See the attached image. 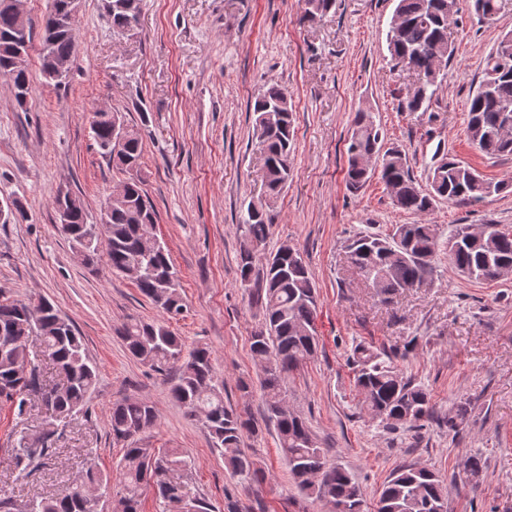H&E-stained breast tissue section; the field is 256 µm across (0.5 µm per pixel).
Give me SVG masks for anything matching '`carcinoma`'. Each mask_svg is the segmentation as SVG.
Here are the masks:
<instances>
[{
  "label": "carcinoma",
  "mask_w": 512,
  "mask_h": 512,
  "mask_svg": "<svg viewBox=\"0 0 512 512\" xmlns=\"http://www.w3.org/2000/svg\"><path fill=\"white\" fill-rule=\"evenodd\" d=\"M143 0H105L104 9L112 30L121 32L130 18L142 12ZM336 7V0H304L300 21H313ZM479 21L496 17L498 0H473ZM457 13V0H398L387 33L388 51L395 68H413L417 82L399 99L402 112H426L440 87L444 73L437 68L452 55L448 26ZM28 21H22L0 6V76L12 89L16 104L26 105L32 87L27 67L17 65L22 43H31ZM76 50L75 16L68 0H51L43 22L41 67L71 64ZM496 47L485 61L483 78L468 105V133L472 142L489 155H512V58L505 60ZM254 131L264 156L263 178L268 200L248 206L240 225L243 244L240 278L255 289L263 311L261 326L251 335V351L261 367L260 388L268 420L277 431L279 448L299 491L341 512H363V493L350 472L328 465L304 419L290 408L282 387L283 376L297 370L317 351L315 279L300 251L281 245L256 269L254 258L266 244L272 224L270 200L288 184L293 152V107L285 90L271 83L253 104ZM123 126L122 113L98 111L91 125L92 137L112 167L125 173L121 198L101 210L100 223L91 224L78 199L70 205L69 228L60 232L77 246L88 243L89 263L106 260L113 273L130 279L141 294L162 313L153 322L130 321L121 336L127 351L143 363L165 372L173 399L185 414L200 423L212 446L224 457V465L241 485L264 478L257 462L243 450L244 438L258 433L249 417L224 404V385L218 381L211 352L186 350L182 339L168 326L186 310L179 291V276L169 250L159 239L157 214L138 175L142 141L130 129L123 139L114 134ZM385 135L366 110L356 112L347 140L346 180L351 191L362 189L373 177L370 158L381 162L380 176L393 204L414 214H426L434 201L479 202L507 188L483 179L475 170L453 157L441 159L431 170L430 189L424 192L415 181L406 153L398 147L384 148ZM463 276L476 281H494L512 270V230L498 224H482L474 232L458 224L441 238L432 224H397L391 233H360L345 246L347 267L365 286L376 289L384 302L397 293L415 288L432 275L440 251ZM63 376L51 384L42 373L33 346ZM356 365L355 387L361 406L390 428H419L434 422L459 432L465 409L453 416L434 415L426 388L403 376L373 346L358 342L351 350ZM97 367L89 358L82 337L45 297L0 300V401L22 414L29 404L43 408L41 396L51 395V415L65 424L83 411L97 382ZM156 421L154 407L146 400L126 398L112 405L109 420L113 440L127 443L117 465L120 489L111 492L112 477L91 464L85 473L59 493L40 496L25 505L24 512H87L88 497L99 492L106 512H140L143 491L151 488L163 512H212L211 505L187 481L189 456L179 448H150L135 437ZM58 431L48 432L40 445L10 449L16 470L29 472L53 452ZM377 512H448V486L423 467L403 466L384 486Z\"/></svg>",
  "instance_id": "1"
}]
</instances>
